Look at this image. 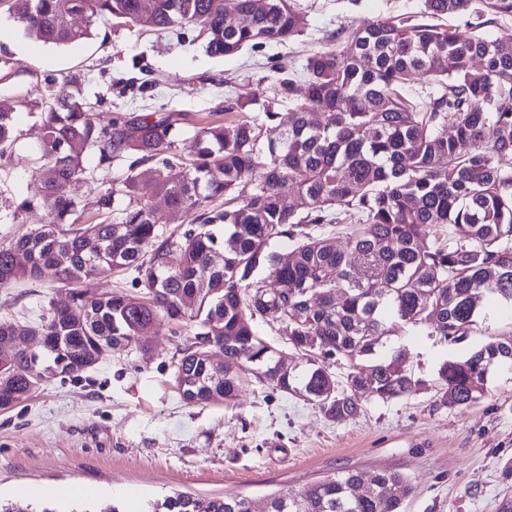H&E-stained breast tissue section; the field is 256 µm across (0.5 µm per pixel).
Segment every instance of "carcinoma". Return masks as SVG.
<instances>
[{
  "label": "carcinoma",
  "mask_w": 512,
  "mask_h": 512,
  "mask_svg": "<svg viewBox=\"0 0 512 512\" xmlns=\"http://www.w3.org/2000/svg\"><path fill=\"white\" fill-rule=\"evenodd\" d=\"M8 2L29 34L56 45L87 39L102 15L156 31L196 26L209 52L222 56L299 32L290 0ZM422 14L464 17L465 29L391 18L353 28L341 49L307 60L302 96L279 72L276 96L293 116L278 138L264 139L279 118L272 103L248 115L245 104L230 102L224 122L194 132L188 163L167 118L142 113L102 125L74 80L43 98L35 197L50 221L0 248V286L47 279L68 289L69 301L40 314L39 349L23 341L0 347V408L138 345L160 317L194 327L195 342L175 368L190 404L233 400L243 364L332 422L357 414L358 392L388 402L429 387L450 409L481 401L494 369L512 365L511 331L508 340L491 337L467 358L444 361L430 385L386 340L427 325L458 344L489 302L512 305V110L499 107L512 99V42L481 32L484 16H512V0H423ZM78 16L87 25H76ZM416 76L434 85L426 100L407 92ZM19 137L14 106L0 101V157ZM90 153L101 166L120 158L128 165L108 187L92 188L112 223L78 226L86 204L70 186L95 182L84 165ZM288 186L301 201L297 210L284 202ZM158 195L184 217V229L156 224ZM218 196L220 211L211 208ZM345 216L355 227L343 250L321 229ZM283 238L292 242L285 263L266 251ZM124 271L147 297L80 289L86 279ZM259 319L282 327L289 354L307 359L302 374L275 371L281 350L259 337ZM219 347L217 374L210 355ZM333 359L346 362L341 381L330 371ZM372 483L366 491L346 471L283 488L267 512H400L408 480L385 470ZM144 512H251V502L176 493Z\"/></svg>",
  "instance_id": "obj_1"
}]
</instances>
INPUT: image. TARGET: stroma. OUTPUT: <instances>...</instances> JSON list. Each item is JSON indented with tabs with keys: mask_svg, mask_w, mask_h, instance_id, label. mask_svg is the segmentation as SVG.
<instances>
[{
	"mask_svg": "<svg viewBox=\"0 0 512 512\" xmlns=\"http://www.w3.org/2000/svg\"><path fill=\"white\" fill-rule=\"evenodd\" d=\"M300 32L288 42L207 52L198 29L157 32L101 20L86 41L55 46L29 36L0 2V100L16 107L23 136L0 158V246L49 220L32 203L38 101L73 76L101 123L135 113L169 116L183 137L224 117L228 100L250 104L276 94L273 77L287 68L305 81L316 52L340 45L351 27L415 17L422 0H293ZM67 290L46 281L0 287V320L38 326L48 302ZM485 340L476 330L447 346L417 327L391 337L413 372L432 381L447 360L466 357ZM193 341L189 327L158 320L138 347L103 358L80 375L56 377L43 391L0 410V499L31 512L39 498L55 512H89L119 500L147 502L175 491L193 496L240 494L260 502L279 488H302L352 470L362 480L388 470L412 491L401 512H498L512 500V369L498 372L486 396L463 410L439 405L433 390L381 402L359 395L358 414L330 422L309 401L244 382L227 403L189 405L179 396L174 364ZM84 485L100 497L56 498ZM36 497H26V490Z\"/></svg>",
	"mask_w": 512,
	"mask_h": 512,
	"instance_id": "35a3bbf8",
	"label": "stroma"
}]
</instances>
